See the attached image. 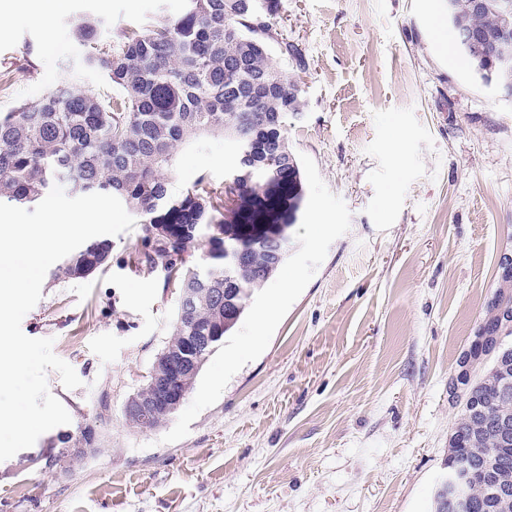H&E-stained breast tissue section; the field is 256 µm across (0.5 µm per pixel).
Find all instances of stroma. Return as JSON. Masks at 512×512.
Masks as SVG:
<instances>
[{
    "label": "stroma",
    "mask_w": 512,
    "mask_h": 512,
    "mask_svg": "<svg viewBox=\"0 0 512 512\" xmlns=\"http://www.w3.org/2000/svg\"><path fill=\"white\" fill-rule=\"evenodd\" d=\"M273 49L299 80L285 135L307 202L288 255L258 288L169 421L129 423L170 338L177 290L136 269L142 230L112 237L105 265L45 277L22 320L82 381L50 392L71 416L0 462V512H433L460 412L448 383L483 318L501 252L512 251V99L444 54L431 9L448 0H280ZM184 0H68L50 27H0V113L77 76L71 25L112 38L173 19ZM231 145L178 149L179 196L231 173ZM93 425L98 454L68 473L33 463L58 434Z\"/></svg>",
    "instance_id": "stroma-1"
}]
</instances>
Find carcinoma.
<instances>
[{
  "label": "carcinoma",
  "mask_w": 512,
  "mask_h": 512,
  "mask_svg": "<svg viewBox=\"0 0 512 512\" xmlns=\"http://www.w3.org/2000/svg\"><path fill=\"white\" fill-rule=\"evenodd\" d=\"M456 24L496 33L512 28V0H486L480 12L457 0ZM280 0H185L181 15L124 33L112 44L99 26L73 24L76 40L87 49L85 64L103 72L116 94L100 98L61 84L41 98L0 113V200L34 203L55 184L84 194L111 193L138 215L142 224V269L167 273L166 283L196 288L191 308L180 304L167 350L181 349L189 336L207 328L214 339L196 356L202 364L236 327L254 290L270 279L286 252L275 256L262 241L244 240L237 225L224 219V195L235 193L233 210L246 224L297 223L306 203L303 173L288 146V114L302 110L297 81L273 62L270 41ZM473 73L487 82L480 46L461 49ZM248 129V141L236 132ZM210 135L234 146L236 159L251 155L252 172L239 167L218 190L206 176L172 197L164 172L176 149ZM288 186V216L273 199L279 180ZM201 244V264L185 267V254ZM240 249L247 264L232 257ZM112 251L108 239H95L69 254L53 272L56 279L84 277L103 266ZM208 288L224 289V316L217 317ZM491 335L502 333L495 308L482 318ZM479 393L493 398L496 410L512 420V351L482 364L472 379ZM468 456L479 471L506 468L507 489L490 495V486L473 488L472 512H512V436L501 443L482 421L463 409L448 438V458Z\"/></svg>",
  "instance_id": "cac0c4a2"
}]
</instances>
